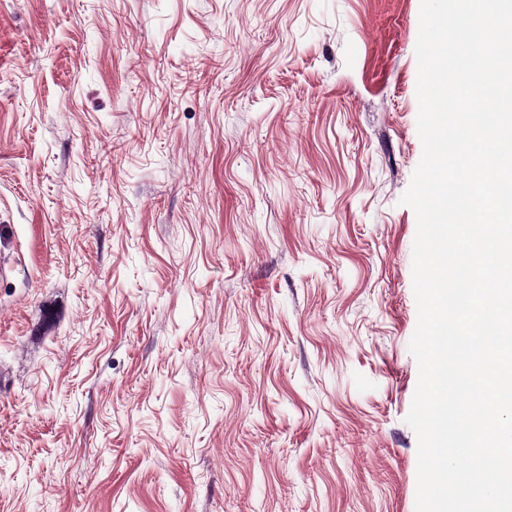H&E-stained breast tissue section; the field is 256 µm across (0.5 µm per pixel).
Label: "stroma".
<instances>
[{"label":"stroma","mask_w":512,"mask_h":512,"mask_svg":"<svg viewBox=\"0 0 512 512\" xmlns=\"http://www.w3.org/2000/svg\"><path fill=\"white\" fill-rule=\"evenodd\" d=\"M420 0H0V512H415Z\"/></svg>","instance_id":"obj_1"}]
</instances>
